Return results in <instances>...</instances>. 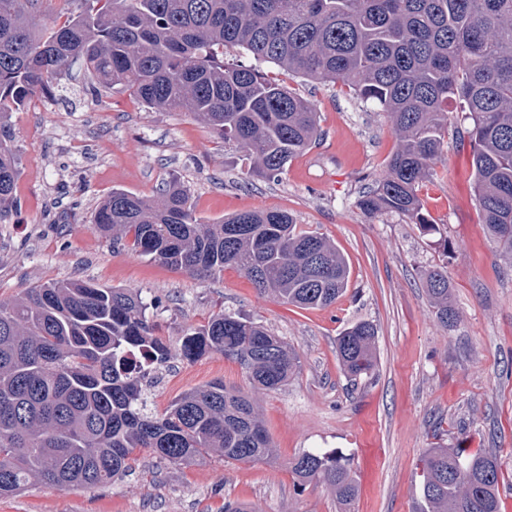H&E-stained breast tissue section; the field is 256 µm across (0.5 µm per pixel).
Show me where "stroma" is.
I'll return each instance as SVG.
<instances>
[{
  "label": "stroma",
  "instance_id": "35a3bbf8",
  "mask_svg": "<svg viewBox=\"0 0 512 512\" xmlns=\"http://www.w3.org/2000/svg\"><path fill=\"white\" fill-rule=\"evenodd\" d=\"M224 61L278 74L318 112L320 140L289 162L281 179L256 177L234 145L191 113L145 111L132 91L72 69L53 96H34L12 114L19 206L0 223V297L66 280L135 289L174 345L222 310L265 325L299 355L300 371L286 386L252 391L236 362L207 354L160 367L150 401L164 411L215 379L252 392L278 455L227 462L212 453L170 465L145 454L124 480L68 490L34 481L22 493L0 496V512H223L228 499L257 512H336L324 484L300 485L288 469L290 459L311 449L352 457L359 493L350 512H416L412 474L437 443L495 454L500 497L512 498V260L480 219L471 119L449 105L443 155L420 189L431 220L453 244L446 255L436 236L401 216L370 218L358 207L396 147L386 112L342 83L279 72L238 48L226 49ZM172 180L187 189L203 222L282 210L329 237L349 260L346 295L324 309H300L259 294L241 271L200 279L94 231L95 209L112 190L154 199ZM441 263L459 314L448 328L423 280ZM360 320L377 328L376 366L354 385L336 338Z\"/></svg>",
  "mask_w": 512,
  "mask_h": 512
}]
</instances>
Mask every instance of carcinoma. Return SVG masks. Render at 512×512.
Here are the masks:
<instances>
[{
    "label": "carcinoma",
    "mask_w": 512,
    "mask_h": 512,
    "mask_svg": "<svg viewBox=\"0 0 512 512\" xmlns=\"http://www.w3.org/2000/svg\"><path fill=\"white\" fill-rule=\"evenodd\" d=\"M0 0V221L18 207L11 115L54 93L74 63L107 86L131 90L148 112L192 113L268 180L320 136L311 105L256 68L224 63L239 47L305 79L340 81L387 112L397 140L377 186L358 207L395 213L440 233L419 195L448 134V103L469 114L471 167L481 222L512 255V0ZM112 243L174 270L214 277L243 272L257 290L302 309L346 292L349 265L327 237L281 210L244 211L205 224L172 180L159 198L125 190L97 207ZM438 321L459 318L448 265L424 274ZM129 288L49 283L0 299V495L35 479L68 489L129 475L139 454L191 464L275 458L252 398L215 380L181 394L161 415L148 404L150 370L174 357L220 353L257 389L288 384L300 360L263 325L220 311L190 327L174 349ZM377 330L358 321L336 339L349 381L375 368ZM302 485L324 483L339 509L356 497L351 458L304 451L288 462ZM493 454L431 448L422 459L423 512H500Z\"/></svg>",
    "instance_id": "cac0c4a2"
}]
</instances>
